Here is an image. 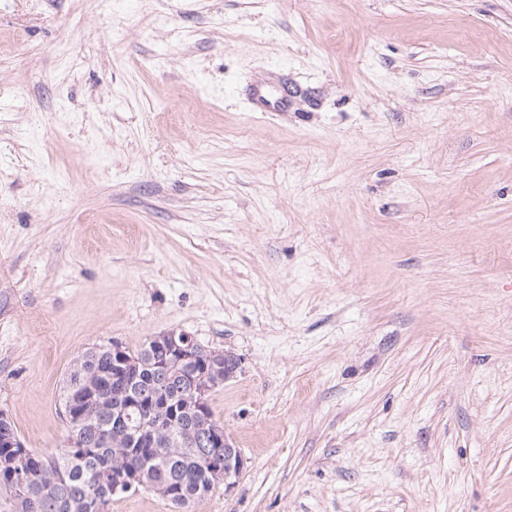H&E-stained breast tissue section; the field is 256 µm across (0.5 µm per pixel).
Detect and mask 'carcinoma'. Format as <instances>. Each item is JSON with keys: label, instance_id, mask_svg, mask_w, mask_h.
Masks as SVG:
<instances>
[{"label": "carcinoma", "instance_id": "cac0c4a2", "mask_svg": "<svg viewBox=\"0 0 512 512\" xmlns=\"http://www.w3.org/2000/svg\"><path fill=\"white\" fill-rule=\"evenodd\" d=\"M183 348L178 364L148 341L126 351L130 376L112 367V344L86 351L70 372L61 403L63 445L37 451L24 447L14 427L0 431V512H107L112 499L125 494L132 473L140 478L132 491L152 490L182 509L237 478L236 471H221L224 449L201 444L224 426L212 410H196L192 392L205 370L212 385L224 384L226 355L194 339ZM132 396L140 405L130 409ZM123 409L144 430L132 447L112 419Z\"/></svg>", "mask_w": 512, "mask_h": 512}]
</instances>
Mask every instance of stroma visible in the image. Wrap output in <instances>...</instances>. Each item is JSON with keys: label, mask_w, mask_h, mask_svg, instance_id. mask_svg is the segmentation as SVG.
I'll return each instance as SVG.
<instances>
[{"label": "stroma", "mask_w": 512, "mask_h": 512, "mask_svg": "<svg viewBox=\"0 0 512 512\" xmlns=\"http://www.w3.org/2000/svg\"><path fill=\"white\" fill-rule=\"evenodd\" d=\"M170 332L242 360L186 512H512V0H0V410Z\"/></svg>", "instance_id": "1"}]
</instances>
